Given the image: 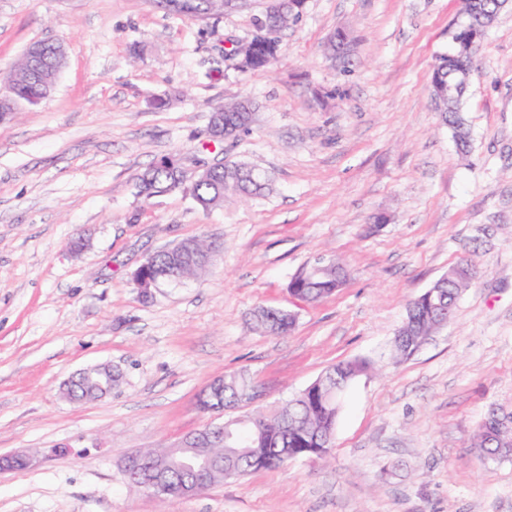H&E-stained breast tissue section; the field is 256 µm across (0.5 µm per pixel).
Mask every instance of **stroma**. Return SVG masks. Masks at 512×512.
<instances>
[{
	"label": "stroma",
	"mask_w": 512,
	"mask_h": 512,
	"mask_svg": "<svg viewBox=\"0 0 512 512\" xmlns=\"http://www.w3.org/2000/svg\"><path fill=\"white\" fill-rule=\"evenodd\" d=\"M265 6L187 20L155 0H0V69L34 41L67 52L52 93L0 122V456L33 458L0 469V512H512V459L471 446L490 409L512 413V7L473 56L462 151L430 92L459 0H306L271 68L211 70ZM240 97L248 129L210 142L212 109ZM172 154L249 164L270 188L207 210L180 189L141 196L138 175ZM196 237L217 246L207 272L143 295L146 258ZM321 256L348 276L309 304L288 284ZM466 261L451 321L394 357L407 304ZM261 307L294 329L265 333ZM360 358L375 368L344 393L328 460L191 498L121 472L210 422L198 400L216 377L258 393L231 419ZM103 363L123 374L111 395L62 396Z\"/></svg>",
	"instance_id": "35a3bbf8"
}]
</instances>
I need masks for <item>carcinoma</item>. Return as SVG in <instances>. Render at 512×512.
Here are the masks:
<instances>
[{
    "label": "carcinoma",
    "instance_id": "carcinoma-1",
    "mask_svg": "<svg viewBox=\"0 0 512 512\" xmlns=\"http://www.w3.org/2000/svg\"><path fill=\"white\" fill-rule=\"evenodd\" d=\"M500 0H462V13L467 15L473 9L497 16ZM158 5L168 14L184 19H196L201 14L212 13V0H158ZM479 42H471L459 36L453 51L439 56L433 73L432 98L440 105L443 121L454 131L456 142L469 146L468 133L455 127L457 115L462 112V99L457 92L443 98L439 88L455 87L460 71L472 69L473 55ZM56 77L45 71L41 58L21 54L6 70H0V87H8L12 94L23 101L35 103L49 95ZM231 117L250 115V104L246 100L229 102L215 107ZM181 173L177 160L162 157L145 169L139 176L140 192L145 197L155 193L180 189ZM267 188L265 179L244 164L222 165L210 170L206 180L189 186L188 194L202 208L209 209L224 201L228 191L243 197L261 194ZM216 251L213 242L205 238L190 239L181 252L159 251L147 259L149 274L178 273L183 279L198 277L206 272ZM474 266L459 265L448 270L447 278L440 284V291L447 300L458 296L469 284ZM342 267L329 263L318 275L309 278L297 275L291 280L290 292L305 302H318L331 294L342 283ZM371 368V361L356 359L340 362L329 367L322 376L318 387L307 394H299L288 401V408L275 410L265 420L267 426L258 434L247 430L239 431V443L226 448L221 443L211 441L199 448L202 453H212L224 460V464L234 469V477H244L256 471H271L290 460L303 455H312L317 460L330 456V438L336 425L342 397L329 390L331 379L347 375L355 379ZM122 379L117 369L108 370L99 365L83 370L76 381L64 386L67 398L76 401H89L101 398L112 392V388ZM247 386L243 375L224 378V389L220 398L230 406L238 401L239 389ZM472 447L490 460L512 456V414L493 411L479 427Z\"/></svg>",
    "mask_w": 512,
    "mask_h": 512
}]
</instances>
